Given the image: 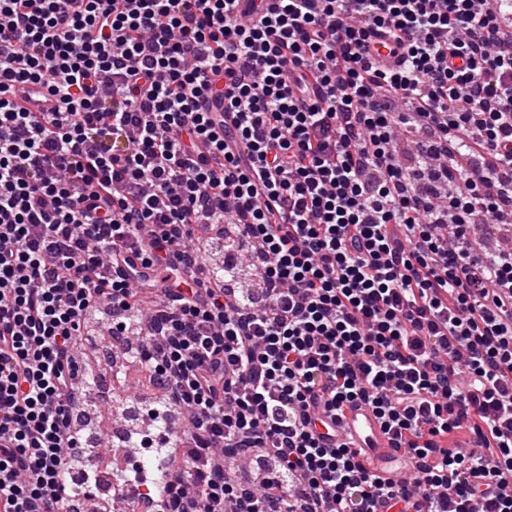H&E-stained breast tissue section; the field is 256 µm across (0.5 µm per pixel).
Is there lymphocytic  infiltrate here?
I'll return each instance as SVG.
<instances>
[{"label": "lymphocytic infiltrate", "mask_w": 512, "mask_h": 512, "mask_svg": "<svg viewBox=\"0 0 512 512\" xmlns=\"http://www.w3.org/2000/svg\"><path fill=\"white\" fill-rule=\"evenodd\" d=\"M504 2L0 0V512H73L101 306L167 394L168 481L115 497L512 512V241L470 236L512 227ZM352 404L410 479L318 432Z\"/></svg>", "instance_id": "obj_1"}]
</instances>
